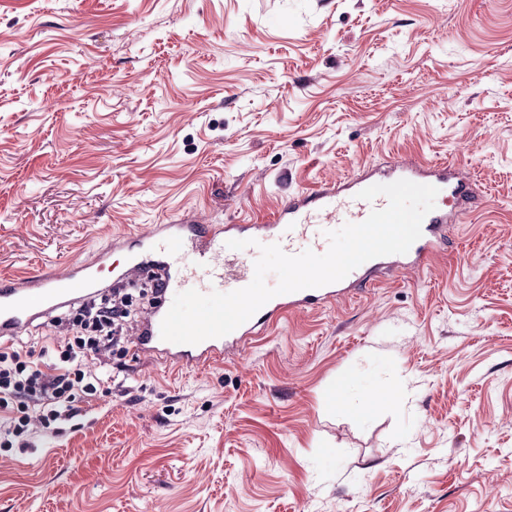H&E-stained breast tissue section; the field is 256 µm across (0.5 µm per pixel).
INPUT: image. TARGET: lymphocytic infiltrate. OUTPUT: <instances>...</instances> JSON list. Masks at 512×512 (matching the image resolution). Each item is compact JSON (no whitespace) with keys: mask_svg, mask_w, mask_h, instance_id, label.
Returning a JSON list of instances; mask_svg holds the SVG:
<instances>
[{"mask_svg":"<svg viewBox=\"0 0 512 512\" xmlns=\"http://www.w3.org/2000/svg\"><path fill=\"white\" fill-rule=\"evenodd\" d=\"M131 315V307L116 306L113 295H98L78 307L74 322L80 333L67 345L47 346L36 355L20 344L0 345V409L12 412L6 433H23L25 410L32 404L46 409L53 421L77 415L79 403L112 380L108 373H85L82 360L100 343L120 344L123 323Z\"/></svg>","mask_w":512,"mask_h":512,"instance_id":"1","label":"lymphocytic infiltrate"}]
</instances>
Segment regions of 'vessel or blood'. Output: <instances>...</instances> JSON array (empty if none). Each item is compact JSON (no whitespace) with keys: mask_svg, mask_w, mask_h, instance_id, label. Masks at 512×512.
<instances>
[{"mask_svg":"<svg viewBox=\"0 0 512 512\" xmlns=\"http://www.w3.org/2000/svg\"><path fill=\"white\" fill-rule=\"evenodd\" d=\"M406 179L432 185L438 190L434 209L422 222V234L407 253L371 259L344 279L317 288L281 294L265 303L249 320L231 333L200 343L176 344L161 337V323L177 293L194 289L231 292L250 284L248 257L228 248L232 239L249 238L262 244H279L289 255L310 250L325 253L329 242L322 227L327 219L339 223L363 222L370 212L385 208L388 200L359 199L363 189ZM470 200L465 187L454 178L450 164L435 161L405 166L393 161L381 168L358 170L339 185H318L288 200L266 224H186L172 221L155 225L152 232L124 234L123 244H136L141 254L152 256V272L160 287V302L146 320L138 347L158 353L166 365L210 367L221 364L229 349L259 334L285 313L317 307L353 294L382 271L392 272L403 264L421 262L446 237L449 225L457 223L463 205ZM112 267V251L104 249L96 265L74 262L69 278L41 271L21 278H0V337L18 336L56 311L97 292L100 275Z\"/></svg>","mask_w":512,"mask_h":512,"instance_id":"1","label":"vessel or blood"}]
</instances>
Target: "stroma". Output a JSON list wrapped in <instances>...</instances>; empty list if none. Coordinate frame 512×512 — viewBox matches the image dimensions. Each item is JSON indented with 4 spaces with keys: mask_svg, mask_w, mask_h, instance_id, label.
<instances>
[{
    "mask_svg": "<svg viewBox=\"0 0 512 512\" xmlns=\"http://www.w3.org/2000/svg\"><path fill=\"white\" fill-rule=\"evenodd\" d=\"M389 159L474 195L424 263L206 369L131 317L111 393L0 449V512H512V0H0V277Z\"/></svg>",
    "mask_w": 512,
    "mask_h": 512,
    "instance_id": "obj_1",
    "label": "stroma"
}]
</instances>
